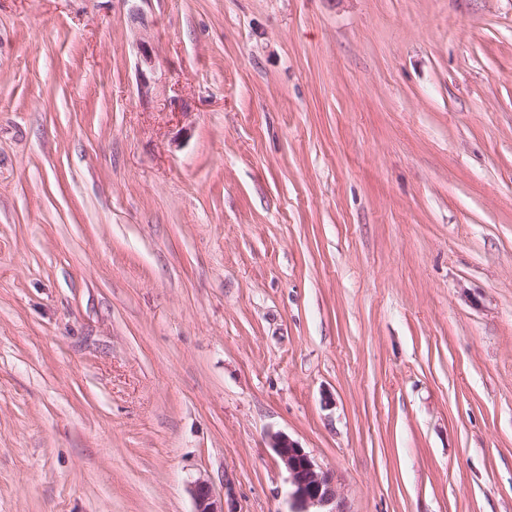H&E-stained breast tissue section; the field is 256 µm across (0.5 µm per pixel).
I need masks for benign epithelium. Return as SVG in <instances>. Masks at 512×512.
Listing matches in <instances>:
<instances>
[{
	"instance_id": "obj_1",
	"label": "benign epithelium",
	"mask_w": 512,
	"mask_h": 512,
	"mask_svg": "<svg viewBox=\"0 0 512 512\" xmlns=\"http://www.w3.org/2000/svg\"><path fill=\"white\" fill-rule=\"evenodd\" d=\"M269 444L288 474L290 512H344L337 503L331 477L318 470L310 453L282 432L269 434ZM195 512H227L204 480L193 487Z\"/></svg>"
}]
</instances>
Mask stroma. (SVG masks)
I'll return each instance as SVG.
<instances>
[{"label": "stroma", "instance_id": "1", "mask_svg": "<svg viewBox=\"0 0 512 512\" xmlns=\"http://www.w3.org/2000/svg\"><path fill=\"white\" fill-rule=\"evenodd\" d=\"M272 432L512 512V0H0V512H288ZM193 499L195 501V512H236L225 510V502L218 500L210 487L204 480H198L193 487Z\"/></svg>", "mask_w": 512, "mask_h": 512}]
</instances>
